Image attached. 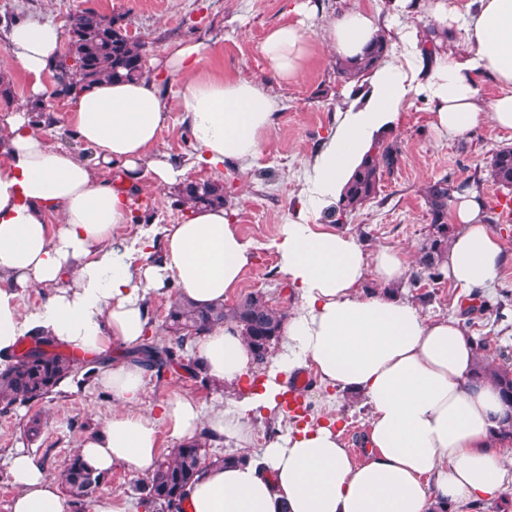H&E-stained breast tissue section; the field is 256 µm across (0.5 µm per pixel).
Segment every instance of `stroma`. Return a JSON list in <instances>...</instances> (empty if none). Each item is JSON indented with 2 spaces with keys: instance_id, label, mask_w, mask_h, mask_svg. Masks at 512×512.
Wrapping results in <instances>:
<instances>
[{
  "instance_id": "35a3bbf8",
  "label": "stroma",
  "mask_w": 512,
  "mask_h": 512,
  "mask_svg": "<svg viewBox=\"0 0 512 512\" xmlns=\"http://www.w3.org/2000/svg\"><path fill=\"white\" fill-rule=\"evenodd\" d=\"M292 5L293 0H0V31L19 19H50L65 27L73 14L85 9L121 14L128 28L149 42V57H163L178 41H202L207 50L198 64L200 71L263 79L267 71L262 43L273 28L291 21ZM309 46V59L300 74L274 87L281 100L278 118L247 171L232 164L217 169L194 165L189 129L175 110L182 89L178 81L167 82L164 89L172 114L155 145L156 151L184 168L186 180L223 182L232 222L252 245V261L234 297L260 291L273 308L288 312L298 303L297 290L279 272L271 243L281 225L304 208L302 189L308 163L332 134L336 114L354 90L353 85L337 83L334 58L320 31H313ZM41 104L43 113H32L31 118L42 127L47 141L83 152L69 123L65 101L49 94ZM387 139L398 146L400 162L385 175L378 198L349 216L343 228L370 254L382 248H404L413 266L429 233L430 218L422 196L425 185L444 176L458 182L476 175L485 179L492 153L512 146V132L481 125L461 137H438L426 104L415 98L403 109ZM483 189L489 227L512 251V222H503L493 206L500 192L486 179ZM133 198L139 204L140 223L117 225L114 235L125 240L140 238L147 260L162 261L164 227L186 222L189 213L182 210L174 193H160L147 184L137 188ZM403 294L430 318L467 310L466 330L472 338L484 341L483 356L497 364L512 360V259L502 267L496 283L474 297L449 281L427 279L418 287L404 288ZM306 372L312 377L302 396L306 422L340 416L346 447L355 457H362V437L369 418L362 398L326 387L315 377L314 367H307ZM145 379L146 394L139 405L143 412H155L176 394L193 398L207 411L232 407L244 395L243 390L217 386L176 365L161 373L147 370ZM115 407L97 377L77 373L67 388L0 410V512H11L15 488L9 458L17 447H24L50 476H58L84 436L100 429ZM35 417L41 430L34 437L27 427ZM140 478V473L126 467H113L97 493L123 506L125 512H148L136 488Z\"/></svg>"
}]
</instances>
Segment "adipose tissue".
Segmentation results:
<instances>
[{"label": "adipose tissue", "instance_id": "adipose-tissue-1", "mask_svg": "<svg viewBox=\"0 0 512 512\" xmlns=\"http://www.w3.org/2000/svg\"><path fill=\"white\" fill-rule=\"evenodd\" d=\"M427 11L432 27L404 25L402 58L373 71L372 105L340 113L334 134L310 162L306 194L315 212L335 206L372 142L414 97L426 101L440 135L461 136L483 124L512 131V0H428ZM431 28L438 42L461 38V48L425 59L421 38ZM383 30L377 14L347 4L324 37L333 57L351 59ZM309 38L300 21L271 30L262 45L268 71L282 81L295 78ZM0 39L27 75L31 100L40 99L61 53V26L22 22ZM205 50L201 42L172 46L142 77L103 81L69 98L70 122L92 150L89 158L48 144L27 107L0 111L8 130L0 141L1 354L32 332L94 354L115 344L132 348L147 338L150 291L173 282L182 296L207 306L237 288L251 245L231 224L227 207L200 208L186 223L170 225L163 261L135 267L128 245L114 239L116 225L129 221L128 200L97 181L103 163L157 188L183 182L184 169L154 149L168 119L167 77L183 81L176 106L191 132L196 164L244 170L258 156L279 97L253 77L200 72ZM488 80L501 89L490 101L479 94ZM55 213L61 216L56 226L49 222ZM451 220L457 230L443 264L446 277L469 292L492 286L505 248L485 221L479 183L453 191ZM273 248L299 304L284 325L282 352L262 368L260 387L230 409L206 413L177 395L158 414H142L135 407L145 392V370L131 361L117 364L99 383L120 410L82 439L77 454L84 464L100 473L119 465L149 470L162 424L178 441L206 431L245 445L259 410H275L282 377L310 364L323 382L368 406L364 460L352 459L332 424L292 427L268 439L258 457L205 463L185 489L183 512H433L440 503L462 506L500 494L512 457L492 435L507 406L493 381L476 380L477 351L463 318H427L395 294L407 273L400 250L369 254L353 235L304 218L282 225ZM369 277L382 292L360 293ZM31 291L43 299L25 314L19 299ZM194 353L205 373L227 388H241L258 368L231 321L198 337ZM10 473L12 512H65L57 483L28 452L16 451Z\"/></svg>", "mask_w": 512, "mask_h": 512}]
</instances>
